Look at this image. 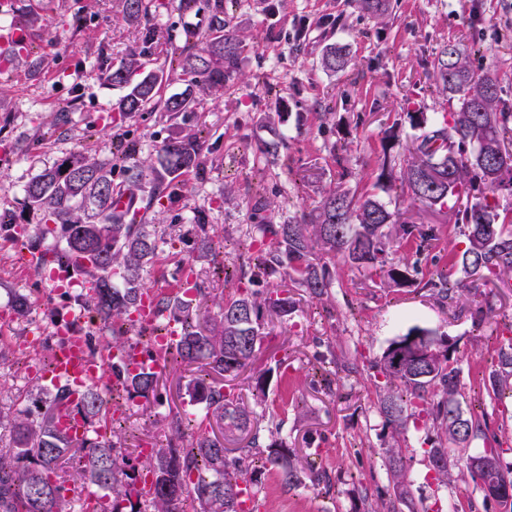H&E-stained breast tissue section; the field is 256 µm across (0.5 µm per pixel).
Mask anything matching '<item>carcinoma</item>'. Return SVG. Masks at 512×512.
Instances as JSON below:
<instances>
[{
  "label": "carcinoma",
  "mask_w": 512,
  "mask_h": 512,
  "mask_svg": "<svg viewBox=\"0 0 512 512\" xmlns=\"http://www.w3.org/2000/svg\"><path fill=\"white\" fill-rule=\"evenodd\" d=\"M121 13L129 25L141 23L148 15V0H120ZM211 24L205 33H183L181 71L187 88L224 90V79L236 68L241 41L224 32V0H205ZM151 35L144 37V48L107 72V79L125 94L113 108L121 117L157 109L175 119L187 111L191 94L159 96L163 75L145 71L143 58L151 55ZM324 65L332 71L347 66L342 50L331 48ZM442 91L457 99L448 121L426 127L424 112H411L412 126L421 130L414 142L420 162L409 165L403 175L407 194L414 202L429 207L452 202L457 223L466 227L467 245L459 257L466 277L493 281L512 277V220L500 219L488 193L512 188V109L500 104L496 80L471 71L457 48L445 44L434 61ZM484 136L496 150L483 160L465 149L467 141ZM135 149L111 160H100L83 153L61 157L34 176L24 186L25 207L55 224L48 230L37 227L27 237V249L39 254L35 269L48 264L69 265L83 262L80 274L92 279L95 287L81 295V305L91 322L100 326L99 336L88 333L87 342L105 368L114 370L112 352L138 341L142 333L130 325L129 315L141 291L147 289L142 275L158 260L184 258L165 252L164 234L148 230L146 224H126L112 210L115 196L127 187L112 180L113 171L124 166L126 182L147 188V204L181 195L184 174L200 167L196 135L181 133L160 148L158 163L133 159ZM438 167L452 176L449 188L427 179L419 164ZM393 214L385 205L367 198L356 201L339 189L324 193L315 214L286 224H255L253 242L258 244V263L248 283L287 278L317 298L329 295L333 279L326 266L316 262V254L341 255L345 262L364 270L376 268L384 252L386 229ZM402 235L413 236L424 246L434 239V228L424 224L400 225ZM397 285L409 281V263L400 261L385 269ZM238 298H213L219 312L212 324L201 326V306L183 298L178 291L158 292L159 318L155 331L169 321L180 324L175 346L160 355L163 364L179 359L196 365L195 374L184 384L185 400L197 408L193 422L202 429L192 446L183 448L173 441L154 445L149 452L136 454L123 447L119 420L101 433L97 426L107 418L114 399L112 382L87 385L78 400L72 389L60 383L51 389L40 384L28 391L25 405H0V427L11 438V447L0 452V512H95L90 503L99 496L112 502L110 512H240L241 484L254 481L236 464L226 459L224 441L251 431L253 411L240 397L224 391V384L212 378L217 374H237L247 368L259 349L262 336L260 319L264 311L288 318L295 302L286 293L258 296L247 287L237 286ZM437 351L434 364L410 358L413 337ZM455 347L448 337L412 327L390 341L379 360V371L386 385L376 392L375 408L390 430V441L383 449L392 481L393 499L373 512H398L403 504L410 512L412 481L405 466L406 448L399 440L409 421H421L433 432L429 458L448 455L471 443L487 438L486 415H463L454 420V401L463 397L460 369L454 359ZM160 372L147 371L122 383L127 400L140 398L160 407ZM488 396L512 394V343L499 353L498 364L488 374ZM75 409L88 425L82 436H71L59 426L62 414ZM216 427L217 433L209 432ZM250 448L261 455L258 471L275 470L285 486L302 484L307 473L298 468L293 449L283 439L260 448L253 435ZM498 438L484 443L475 456L494 461L500 472L512 478V464L503 461ZM457 478L480 486L484 474L459 461ZM150 477L151 487L141 482Z\"/></svg>",
  "instance_id": "cac0c4a2"
}]
</instances>
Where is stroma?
I'll list each match as a JSON object with an SVG mask.
<instances>
[{
    "label": "stroma",
    "instance_id": "stroma-1",
    "mask_svg": "<svg viewBox=\"0 0 512 512\" xmlns=\"http://www.w3.org/2000/svg\"><path fill=\"white\" fill-rule=\"evenodd\" d=\"M10 13L30 31L24 56L0 72V146L21 158L0 164V213L15 222L39 223L24 206L23 187L63 155L105 158L132 143L153 158L163 141L190 131L200 146V169L185 176L179 199L141 211L137 221L176 236L207 296H234L253 267L252 224L309 213L333 187L372 195L397 221L438 228L437 240L422 251L396 231L386 241L387 262L405 257L416 264L412 283L398 286L381 271L331 258L328 297L294 286L296 310L288 320L264 314L261 350L246 369L225 378L224 388L248 399L256 378L266 376L252 424L260 446L280 431L298 466L314 464L321 480L289 489L275 472L258 474L260 512H372L390 499L388 436L372 407L382 380L376 364L392 339L415 326L455 343L463 409L486 411L489 435L512 439V397L492 400L483 389L499 349L512 338V279L468 282L457 261L466 238L451 211L411 203L401 185L416 159L409 112H426L434 125L453 108L433 68L443 44L455 45L472 70H490L502 102L512 106V0H388L382 16L368 13L361 0H224V28L238 36L242 50L223 94L197 91L192 108L174 120L156 111L110 124L105 118L123 91L107 80L106 65L140 52L143 31L151 29L147 66L169 77L162 97L181 93V55L171 40L186 28L206 30L209 13L172 0L151 8L138 26L123 21L118 0H12ZM333 45L348 59L335 73L321 62ZM391 129L398 135L393 145L386 139ZM197 211L207 216L205 228L191 220ZM203 234L212 238L211 248H199ZM23 252L12 241L0 246V325L8 343L0 384L14 399L32 381L23 349L41 348L37 341L25 344L28 320L12 308L14 295H29L31 313L43 322L67 313L48 277L24 264ZM120 421L128 448L174 436L186 448L198 435L194 426L175 433L150 410H124ZM426 437L412 427L403 435L419 512H446L457 498L482 502L474 485L432 480Z\"/></svg>",
    "mask_w": 512,
    "mask_h": 512
}]
</instances>
